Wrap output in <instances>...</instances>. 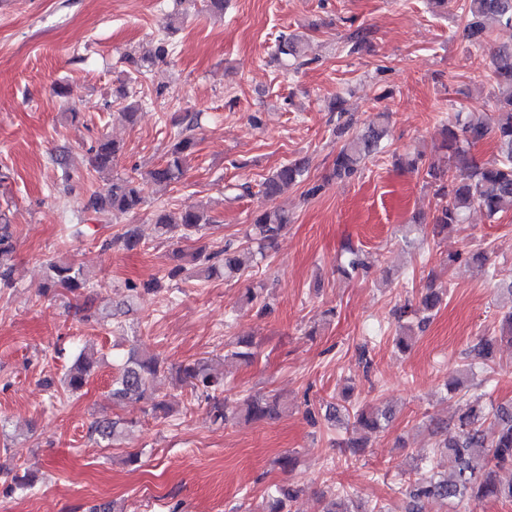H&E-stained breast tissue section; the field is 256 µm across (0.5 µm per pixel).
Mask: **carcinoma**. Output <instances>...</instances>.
I'll return each mask as SVG.
<instances>
[{
  "mask_svg": "<svg viewBox=\"0 0 512 512\" xmlns=\"http://www.w3.org/2000/svg\"><path fill=\"white\" fill-rule=\"evenodd\" d=\"M469 20L464 28V39L474 48L486 46L490 39L487 23H498L512 27V0H467ZM274 56L281 62H290L299 67L301 48L297 38L281 35L275 45ZM489 84L495 88L498 115L490 120L462 117L444 127V147L448 151V171H439L430 166L426 176L439 182L436 194L445 199L432 215L434 228L443 232L448 227L464 223L466 212L473 206L482 209L493 219L505 208H512V47L501 48L491 57ZM333 111L340 122L336 136L342 140L333 163L332 177L350 179L357 174L367 159L383 149L388 136L385 115L367 124L357 133H351V121L345 118L343 100L336 98ZM493 138L499 150L498 158L478 164L470 156V146ZM196 140L193 134L180 131L174 134L164 164L147 171L151 181L168 187L180 182L184 176L188 157L193 153ZM121 152L120 145L111 139H101L94 149L93 164L96 170L112 168ZM308 161L293 159L281 165L259 184V193L266 199L276 198L285 188L304 181ZM145 203L138 179L117 177L103 193L90 195L86 208L100 214H135ZM153 224L157 232L167 238L198 233L213 222L212 217L197 210L173 211L165 207L153 213ZM289 222L288 214L277 208L257 211L247 235L249 246L235 247L232 243L224 249L195 254L194 260L206 266L214 274L218 269L232 274L241 269L242 255L263 254L281 235ZM257 244L251 251L250 244ZM14 249L8 225H0V286H9L11 267L8 257ZM346 264L341 268L349 276L368 268L363 251L347 242L343 246ZM47 287L64 288L70 292L87 287L83 267L74 262L55 261L48 265ZM445 290L428 288L421 293L417 308L403 305L395 309L397 320L412 315L418 318V326L425 325L443 301ZM496 339L483 336L474 345L473 351L491 368L495 362ZM165 371V362L153 354L133 352L118 377L112 383V398L123 401H149L154 413L167 412V404L152 397L151 381ZM91 363L80 359L66 373L63 383L72 391L81 389L88 381ZM185 381L193 390L205 395L208 411L215 424H224L228 417L224 412V400L218 394L224 392V375L214 372L209 365L198 360L181 367ZM243 410L249 418L279 417L284 407L278 398H259L249 395L243 399ZM355 424L364 431H375L381 426L379 411L357 407L353 409ZM492 419L496 432L493 438L486 437L483 424ZM125 428V423L114 419H103L91 425V433L100 439L112 442ZM434 448L448 455L454 464L450 476L436 475L430 471L419 474L410 484L407 512H428L427 505L438 501L443 504H459L467 501L479 506L489 501L512 502V482L504 483L499 472L512 470V401L499 403L490 410L476 404L467 407L457 419L433 433ZM6 490L13 492L32 484L28 474L17 469L5 472ZM296 497L293 486H281L269 496L267 512H290V502Z\"/></svg>",
  "mask_w": 512,
  "mask_h": 512,
  "instance_id": "1",
  "label": "carcinoma"
}]
</instances>
